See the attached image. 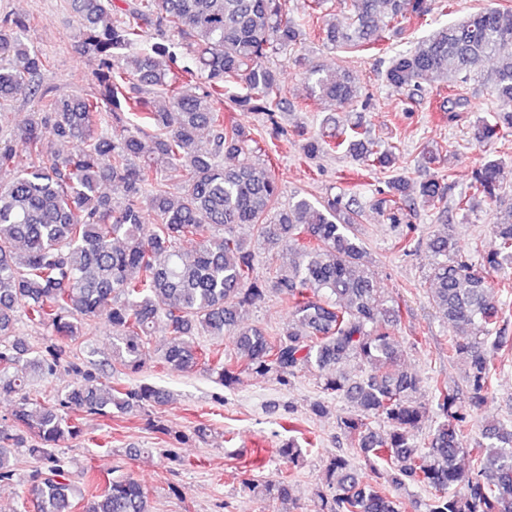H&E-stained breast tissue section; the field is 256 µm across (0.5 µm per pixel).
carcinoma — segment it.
Returning <instances> with one entry per match:
<instances>
[{
    "mask_svg": "<svg viewBox=\"0 0 512 512\" xmlns=\"http://www.w3.org/2000/svg\"><path fill=\"white\" fill-rule=\"evenodd\" d=\"M80 21L78 49L98 58L95 91L58 98L41 88L50 58L29 48L16 30L28 20L0 19V108L17 96L34 97L36 108L15 130L0 128V172L13 179L0 185V394L14 395L13 425L0 426V481L11 480V458L31 439L28 453L42 466L28 475V494L37 512H152L147 488L115 477L97 487L90 475L80 485L66 478L54 450L82 434L78 415L112 416L141 411L159 401L150 384L118 387L72 364L76 379L54 406L27 390L35 376L60 365L66 351L46 358L16 335L17 314L64 339L85 335L103 316L112 325L113 365L138 374L157 355L166 369L186 372L204 360L226 388L255 374L288 380L304 368L321 374L322 390L346 400L351 410L339 426L371 467L392 464L394 487L420 484L431 491L425 512H512V421H488L467 448L469 420L492 394L498 366L494 352L502 305L490 275L512 269V214L493 225L488 246H477V261L458 245L453 226L428 239L434 261L427 279L429 298L448 320L454 337L448 357L466 364L467 406L437 377L428 378L432 399L446 412L425 443L420 428L425 407L417 403L422 380L403 368L393 328L402 321L399 305L379 292L363 241L354 232L361 210L353 208L365 171L392 170L386 194L390 220L400 205L419 197L441 204L448 185L437 178L415 180L400 171L396 145L376 146L371 131L355 117L326 133L334 112L355 109L361 93L349 73L315 66L304 76L310 96L332 113L322 130L302 145L305 162L328 151H343L359 168L343 176L348 200L319 205L296 196L278 207L283 188L270 161H255L260 150L235 112L280 111L282 90L269 60L294 46L307 26L285 10L286 0H125L123 18H112V0H68ZM436 0H351L341 21L324 20L320 36L334 48L372 50L386 31L401 32L410 16L423 18ZM171 32L193 56L194 67L175 73L176 56L154 43L127 63L126 50L145 33ZM481 74L496 102L490 117L478 120L472 139L485 148L470 192L456 209L467 215L474 200H497L512 166L489 150L512 135V9L489 8L456 22H440L415 48L392 56L384 81L410 102L422 97L423 83L447 89L466 83L483 62ZM243 92L224 109L230 85ZM51 128L64 151L45 142ZM25 146L19 152L16 143ZM242 157L224 166V156ZM179 178L171 197L159 178ZM112 183L122 203L102 192ZM249 224L261 249L275 261L274 280L256 275L258 251L238 235ZM195 242L185 252L180 244ZM292 310V322L275 335L250 326L245 316L269 290ZM161 332V348L150 350ZM497 335L487 343L485 337ZM232 339L235 357L205 351L193 337ZM357 360L368 368L360 378L345 366ZM25 362L27 372L10 370ZM384 420L380 432L371 418ZM471 465L459 464L464 452ZM269 500L289 498L288 482L252 483ZM316 512H400L396 499L363 480L351 461L332 456L314 492Z\"/></svg>",
    "mask_w": 512,
    "mask_h": 512,
    "instance_id": "carcinoma-1",
    "label": "carcinoma"
}]
</instances>
